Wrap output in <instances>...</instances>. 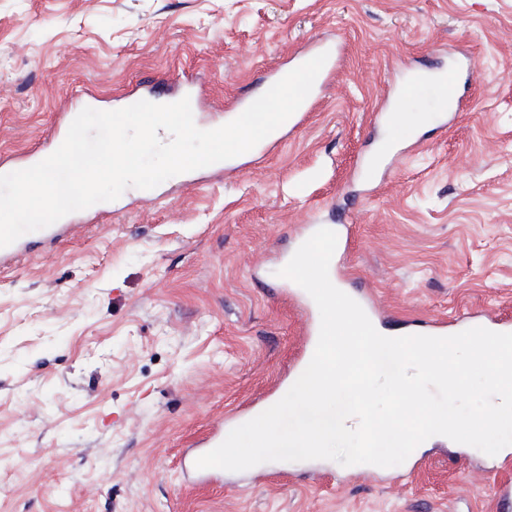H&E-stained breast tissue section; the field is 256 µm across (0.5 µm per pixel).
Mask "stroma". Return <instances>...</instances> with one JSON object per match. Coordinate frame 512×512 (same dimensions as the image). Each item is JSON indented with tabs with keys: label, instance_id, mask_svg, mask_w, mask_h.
<instances>
[{
	"label": "stroma",
	"instance_id": "stroma-1",
	"mask_svg": "<svg viewBox=\"0 0 512 512\" xmlns=\"http://www.w3.org/2000/svg\"><path fill=\"white\" fill-rule=\"evenodd\" d=\"M319 43L335 78L260 158L125 190L0 270V512H492L505 454L448 439L386 479L315 460L196 483L182 464L287 393L319 313L279 275L303 225L348 226L332 275L383 330L512 321V0H0V175L74 95L117 110L193 74L226 123L240 89ZM448 67L462 111L421 89L426 127L389 126L404 74Z\"/></svg>",
	"mask_w": 512,
	"mask_h": 512
}]
</instances>
